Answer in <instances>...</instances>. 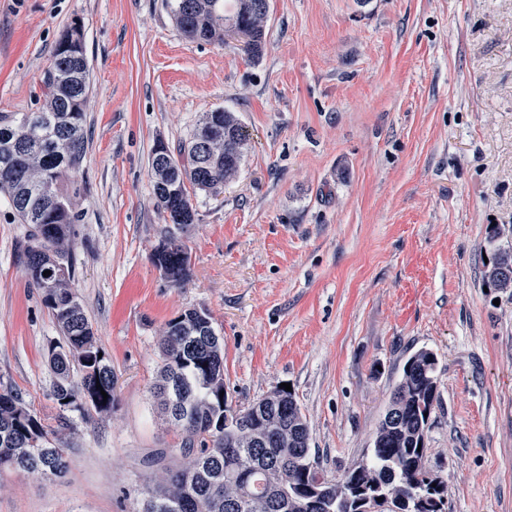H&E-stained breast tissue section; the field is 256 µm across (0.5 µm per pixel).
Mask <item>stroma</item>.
<instances>
[{
  "label": "stroma",
  "mask_w": 512,
  "mask_h": 512,
  "mask_svg": "<svg viewBox=\"0 0 512 512\" xmlns=\"http://www.w3.org/2000/svg\"><path fill=\"white\" fill-rule=\"evenodd\" d=\"M74 27L91 86L73 286L115 402L54 400L61 334L24 263L33 227L0 195V388L47 425L66 417L70 461L0 474V512H140L162 473L147 457L180 443L150 393L162 330L193 307L224 338L229 400L290 384L331 477L366 461L407 358L432 351L425 467L448 512H512V292L485 287L512 245V0H271L257 61L234 38L186 40L165 0H0V113L36 111ZM216 109L249 149L194 197L176 286L151 260L152 150Z\"/></svg>",
  "instance_id": "1"
}]
</instances>
